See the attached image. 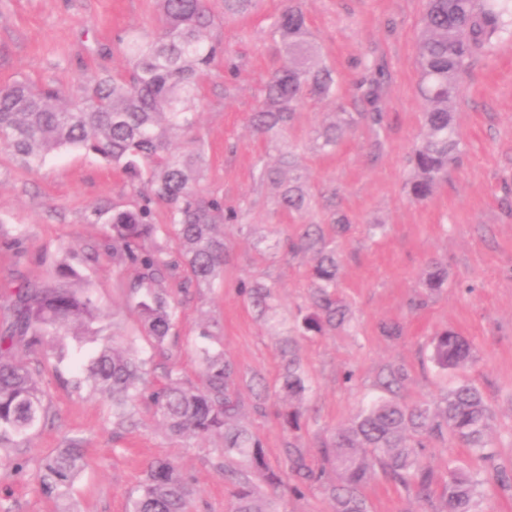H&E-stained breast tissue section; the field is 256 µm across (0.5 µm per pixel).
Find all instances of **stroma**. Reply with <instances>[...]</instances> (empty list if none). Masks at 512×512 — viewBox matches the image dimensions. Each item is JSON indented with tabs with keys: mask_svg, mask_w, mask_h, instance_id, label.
Returning <instances> with one entry per match:
<instances>
[{
	"mask_svg": "<svg viewBox=\"0 0 512 512\" xmlns=\"http://www.w3.org/2000/svg\"><path fill=\"white\" fill-rule=\"evenodd\" d=\"M286 3L260 0L249 15L225 18L208 33L228 50L237 71L228 79L215 66L201 89L195 134L207 169L200 186L242 206L243 215L224 227L221 281L185 290L180 270L164 281L181 306L161 347L140 337L139 297L125 287L111 258L93 259L85 250L104 228L92 210L129 204L131 196L118 169L82 150L57 151L32 172L0 153V242L18 241L11 250L0 246V284L17 270L34 281L51 279L57 263L67 261L95 290L118 340L136 336L138 350L158 368L177 366L195 385L202 382L195 350L205 342L198 331L213 325L216 334L206 343L234 362L239 418L259 436L276 473L285 468L289 439L278 415L288 403L280 388L287 352H294L309 377L300 446L317 468L322 443L376 395L388 369L405 372L400 395L408 402L436 401L455 386V373L430 360L433 333L453 330L472 345L467 376L491 407L496 463L511 469L512 215L501 201L512 190V39L497 43L462 76L455 118L464 154L447 182L416 202L404 184L407 153L423 131L416 57L424 0H305L322 57L342 86V106L361 108L353 89L364 76L362 61L380 62L386 79L377 103L385 115L379 131L348 130L335 154H321L311 133L338 119L341 105L312 99L282 137L295 147L314 196L304 222L320 224L329 237L336 233L334 218L346 217L351 225L338 241L339 295L349 320L323 335L302 337L292 329L306 304L313 261L265 248L266 241L294 235L297 227L277 211L275 186L258 178L255 164L266 142L248 125L279 63L269 19ZM160 25L157 0H0V86L29 81L74 93L89 76L127 69L121 38ZM371 224L384 225V233L368 235ZM434 258L446 263L448 283L422 305V283ZM243 280L275 286L280 325L251 307L238 288ZM386 324L399 325L401 335L383 333ZM94 350L93 343L69 339L62 352L43 358L53 423L32 434L12 462L0 464V512H128L148 465L164 456L192 483V512H228L230 487L215 467L223 438L172 436L145 400L137 407L136 427L115 429L109 401L70 385ZM253 380L265 387V403H257L249 389ZM71 438L81 440L85 466L66 495L46 497L38 489V465ZM335 481L334 473H326L298 496L263 482L258 488L275 512H332L324 488ZM364 495L369 512H420L411 492L380 476Z\"/></svg>",
	"mask_w": 512,
	"mask_h": 512,
	"instance_id": "stroma-1",
	"label": "stroma"
}]
</instances>
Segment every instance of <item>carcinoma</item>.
I'll return each mask as SVG.
<instances>
[{
    "instance_id": "cac0c4a2",
    "label": "carcinoma",
    "mask_w": 512,
    "mask_h": 512,
    "mask_svg": "<svg viewBox=\"0 0 512 512\" xmlns=\"http://www.w3.org/2000/svg\"><path fill=\"white\" fill-rule=\"evenodd\" d=\"M259 0H224L228 17L253 11ZM162 25L156 30L131 33L122 40L130 59L126 73L97 76L69 97L50 85L33 87L15 82L0 87V151L18 159L28 170L40 168L46 156L62 147L85 150L121 170L127 179L132 207L97 208L96 219L106 218L100 241L88 245L91 256L112 258L127 286L141 293L136 305L141 333L163 345L176 324L178 307L161 282L173 272H187L188 285H209L224 272V234L217 227L235 224L238 212L224 199L200 195L205 153L198 147L171 151L174 141L194 127L201 84L219 54L206 38L215 16L205 0H158ZM269 37L279 46L281 59L271 73L263 98L251 112L249 123L268 147L279 151L278 166L259 159V179L281 187L278 209L290 217H303L311 195L300 178L283 179L296 167L293 146L283 151L277 136L287 130L306 99L336 102L333 69L321 58L312 39L302 0H288L269 26ZM512 37V0H425L418 41L419 95L428 103L424 132L409 154V195L427 199L447 179L464 148L456 127L454 104L460 78L474 59L488 53L500 40ZM366 76L356 86L363 103L376 104L385 72L376 60L364 63ZM342 123L314 131L313 141L323 154L336 150L344 132L363 125L380 129L384 114L377 111L343 112ZM165 206L168 223L154 222V207ZM172 239V251L165 241ZM269 250L311 254L312 287L307 313L297 325L298 336H317L347 321L348 309L337 295L336 241L325 238L320 225L306 224L302 233L274 240ZM446 272L432 262L425 279L430 291L441 288ZM240 289L264 316L274 309V286L243 281ZM103 307L93 288L68 265H59L48 281L22 279L0 295V451L18 449L30 434L51 423L49 402L41 371L33 361L18 357L15 349L42 352L46 338L58 342L72 337L104 344L87 365L74 388H87L112 401V418L119 427H133L138 403L148 399L170 435L224 437L217 467L234 487L233 512H269L261 507L255 479L271 485L279 479L266 470L262 442L238 417L234 364L204 346L199 359L203 386L186 382L172 365L164 381L151 379L150 361L117 343L109 342L102 325ZM473 359L469 342L448 330L433 339L432 360L445 371H463ZM405 373L392 368L380 378V394L362 407L349 425L322 444L321 459L333 467L339 484L326 488L333 512H368L363 492L370 478L386 479L415 493L427 505L437 497L442 512H478L480 487L486 479L477 473L448 468L437 482L426 463L425 448L434 441H454L472 455L489 461L490 407L481 392L462 381L432 407L408 404L396 396ZM281 390L291 399L309 392V378L294 354L282 368ZM246 459L248 468L229 470L226 460ZM83 449L71 443L42 460L39 484L46 496L66 494L82 468ZM288 470L295 482L288 490L300 495L317 482L321 472L307 463L296 442L287 444ZM194 490L170 459L149 465L145 478L133 491L129 512H189Z\"/></svg>"
}]
</instances>
